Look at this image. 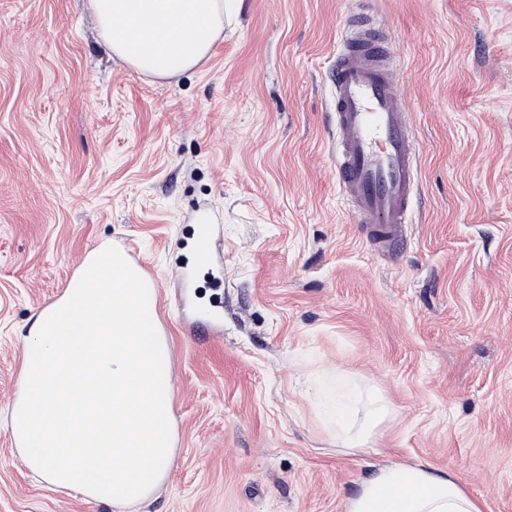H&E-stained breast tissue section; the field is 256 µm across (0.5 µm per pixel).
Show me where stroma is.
I'll list each match as a JSON object with an SVG mask.
<instances>
[{
  "instance_id": "35a3bbf8",
  "label": "stroma",
  "mask_w": 512,
  "mask_h": 512,
  "mask_svg": "<svg viewBox=\"0 0 512 512\" xmlns=\"http://www.w3.org/2000/svg\"><path fill=\"white\" fill-rule=\"evenodd\" d=\"M362 12L419 144L386 258L330 150L326 75ZM203 211L214 262L190 249ZM110 245L157 287L178 434L124 512H347L388 462L512 512V0H243L166 79L113 57L88 0H0V512H116L37 481L5 424L21 330ZM331 391L389 405L373 448L337 437Z\"/></svg>"
}]
</instances>
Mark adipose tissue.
<instances>
[{
	"instance_id": "ef3b65f1",
	"label": "adipose tissue",
	"mask_w": 512,
	"mask_h": 512,
	"mask_svg": "<svg viewBox=\"0 0 512 512\" xmlns=\"http://www.w3.org/2000/svg\"><path fill=\"white\" fill-rule=\"evenodd\" d=\"M106 45L136 73L171 78L203 63L224 31L226 13L242 0H88ZM328 407L345 442L370 446L389 415L381 399L369 397L361 421L350 403L330 397ZM349 512H481L449 474L423 464L390 462L367 478Z\"/></svg>"
}]
</instances>
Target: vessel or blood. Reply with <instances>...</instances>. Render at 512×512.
<instances>
[{
	"mask_svg": "<svg viewBox=\"0 0 512 512\" xmlns=\"http://www.w3.org/2000/svg\"><path fill=\"white\" fill-rule=\"evenodd\" d=\"M395 55L369 17L348 20L326 81L336 127V183L371 244L391 247L412 223L418 143L397 83Z\"/></svg>",
	"mask_w": 512,
	"mask_h": 512,
	"instance_id": "b4317fda",
	"label": "vessel or blood"
}]
</instances>
